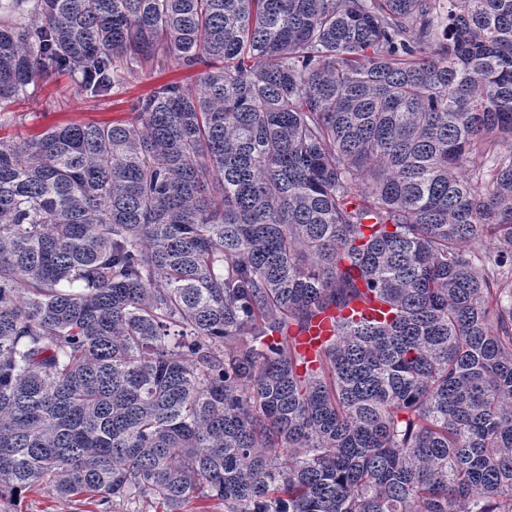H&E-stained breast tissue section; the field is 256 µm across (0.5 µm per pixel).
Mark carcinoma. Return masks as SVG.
<instances>
[{"label":"carcinoma","instance_id":"1","mask_svg":"<svg viewBox=\"0 0 512 512\" xmlns=\"http://www.w3.org/2000/svg\"><path fill=\"white\" fill-rule=\"evenodd\" d=\"M168 63L0 141V497L512 512V0H0V112ZM169 79H177L186 89L196 90L195 77L177 67L164 73L143 70L105 97L81 93L68 75L52 74L41 82L32 97L21 98L7 112L0 113V138L25 139L59 123L126 120L138 97Z\"/></svg>","mask_w":512,"mask_h":512}]
</instances>
